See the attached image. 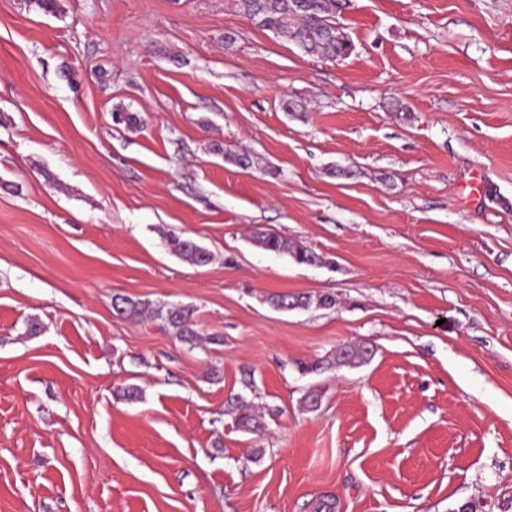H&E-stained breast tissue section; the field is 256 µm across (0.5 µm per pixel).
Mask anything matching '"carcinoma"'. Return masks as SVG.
<instances>
[{
    "label": "carcinoma",
    "mask_w": 512,
    "mask_h": 512,
    "mask_svg": "<svg viewBox=\"0 0 512 512\" xmlns=\"http://www.w3.org/2000/svg\"><path fill=\"white\" fill-rule=\"evenodd\" d=\"M244 14L259 28L276 34H284L293 40L307 55L328 59L347 58L355 49L348 35L336 23V14L344 8V0H239ZM255 244L276 254H284L298 265H315L320 261L317 254L274 233L260 230L254 235ZM172 252L181 260L193 266H205L212 260V254L191 238L168 237ZM276 310L330 309L336 305V298L330 293L288 294L276 293L267 298ZM119 314H149L163 323L181 342L194 345L199 338L194 328V308L174 305L164 310L154 308L146 301H133L122 297L115 304ZM373 355L370 346L346 344L336 354L301 362L298 365L303 374H321L343 363L358 366L368 362ZM234 415L236 428L251 434L265 431L262 415L247 406L243 396L229 403Z\"/></svg>",
    "instance_id": "cac0c4a2"
}]
</instances>
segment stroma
Listing matches in <instances>:
<instances>
[{"mask_svg": "<svg viewBox=\"0 0 512 512\" xmlns=\"http://www.w3.org/2000/svg\"><path fill=\"white\" fill-rule=\"evenodd\" d=\"M336 22L327 60L237 0H0V512H512V0ZM247 371L261 436L226 413ZM255 244L276 254H284L298 265H315L320 261L317 254L300 245H294L277 233L264 230L257 231L254 235ZM168 244L176 256L190 265L205 266L212 260L210 251L193 239L169 236ZM267 301L275 309L279 311H288L293 309H309L315 307L318 309H330L336 305V298L330 293L315 294H288L276 293L271 294ZM115 304L118 314L141 315L148 313L155 320H160L163 327L172 332L181 342L193 346L199 338L198 331L194 328V308L190 306H170L164 311L163 308H154L150 302L133 301L121 297ZM373 354L370 346L362 344H346L336 351V354L313 359L308 362H300L298 365L302 374H321L327 370L336 368L342 363L358 366L367 363Z\"/></svg>", "mask_w": 512, "mask_h": 512, "instance_id": "stroma-1", "label": "stroma"}]
</instances>
